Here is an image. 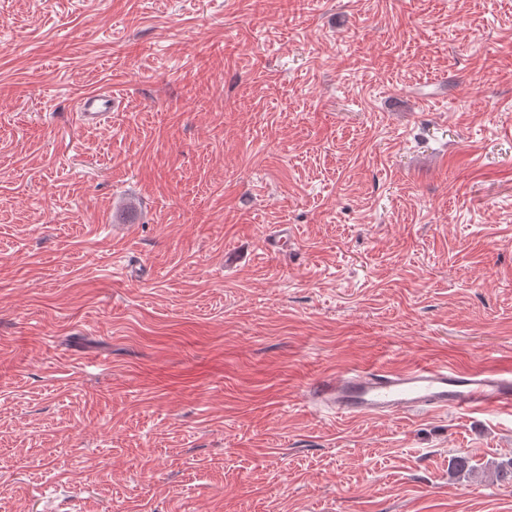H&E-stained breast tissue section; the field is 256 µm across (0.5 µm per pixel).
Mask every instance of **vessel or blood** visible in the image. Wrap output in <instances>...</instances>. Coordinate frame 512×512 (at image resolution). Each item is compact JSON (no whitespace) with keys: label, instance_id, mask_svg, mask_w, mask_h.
I'll list each match as a JSON object with an SVG mask.
<instances>
[{"label":"vessel or blood","instance_id":"1","mask_svg":"<svg viewBox=\"0 0 512 512\" xmlns=\"http://www.w3.org/2000/svg\"><path fill=\"white\" fill-rule=\"evenodd\" d=\"M111 93H90L74 104L83 125L112 115ZM310 399L346 418L410 417L432 412L512 410V378L480 370L422 365L406 371L383 369L330 373L309 387Z\"/></svg>","mask_w":512,"mask_h":512}]
</instances>
